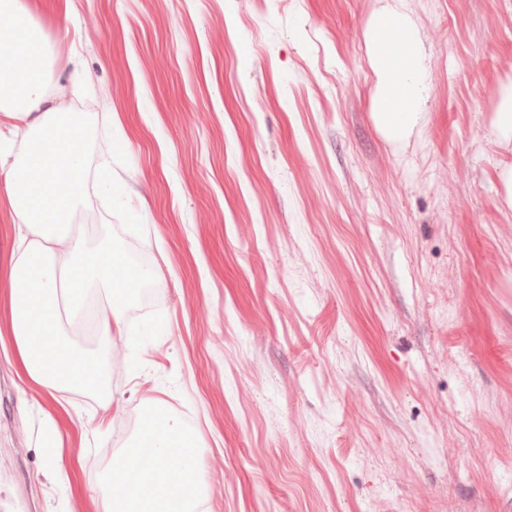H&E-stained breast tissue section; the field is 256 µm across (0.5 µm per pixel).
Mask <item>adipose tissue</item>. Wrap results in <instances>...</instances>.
I'll return each instance as SVG.
<instances>
[{"label": "adipose tissue", "mask_w": 512, "mask_h": 512, "mask_svg": "<svg viewBox=\"0 0 512 512\" xmlns=\"http://www.w3.org/2000/svg\"><path fill=\"white\" fill-rule=\"evenodd\" d=\"M0 118L15 120V140L0 139V198L14 216L18 246L7 269L11 331L18 362L30 380L48 391L105 388L102 361L76 346L66 327L92 311L101 340L116 343L126 327L115 301L151 270L131 268L115 245L85 248L71 231L86 194L80 147L86 122L54 111L47 86L51 46L33 10L21 0H0ZM375 79L372 118L391 144L406 140L429 97L419 32L408 16L384 7L365 29ZM113 468L106 512H189L201 474L193 450L196 435L156 401L145 406L135 440ZM181 469L168 465L171 456Z\"/></svg>", "instance_id": "ef3b65f1"}]
</instances>
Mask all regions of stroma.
I'll return each instance as SVG.
<instances>
[{"instance_id":"stroma-1","label":"stroma","mask_w":512,"mask_h":512,"mask_svg":"<svg viewBox=\"0 0 512 512\" xmlns=\"http://www.w3.org/2000/svg\"><path fill=\"white\" fill-rule=\"evenodd\" d=\"M82 113L87 246L143 255L109 407L21 371L0 200V512H101L155 399L199 437L195 512H512V0H27ZM419 31L390 144L364 38ZM59 446L48 452L49 437ZM365 39L375 79L372 118L384 139L397 144L413 133L429 97L419 32L408 16L383 7L368 19ZM498 104L491 116V126L504 141H512V82L501 85L497 92Z\"/></svg>"}]
</instances>
